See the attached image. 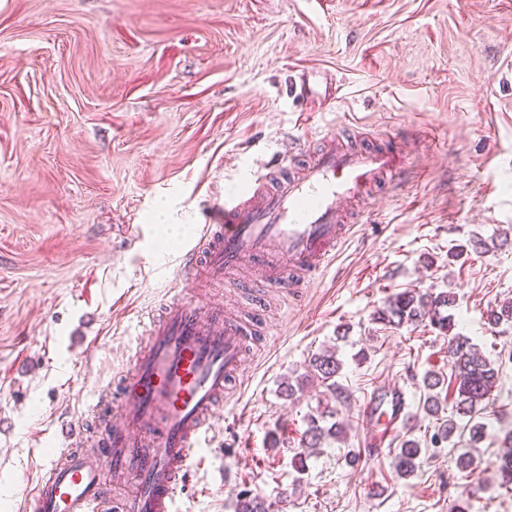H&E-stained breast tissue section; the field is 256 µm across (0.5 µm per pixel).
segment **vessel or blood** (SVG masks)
I'll return each instance as SVG.
<instances>
[{"instance_id": "vessel-or-blood-1", "label": "vessel or blood", "mask_w": 512, "mask_h": 512, "mask_svg": "<svg viewBox=\"0 0 512 512\" xmlns=\"http://www.w3.org/2000/svg\"><path fill=\"white\" fill-rule=\"evenodd\" d=\"M407 157L402 147L350 150L332 140L303 168L289 170L280 157L248 172L253 191L210 203L199 238L178 254L170 301L143 330L102 446L84 447L82 423H59L64 446L41 455L24 512H176L225 397L245 383L248 350L262 333L220 303L196 301V286L221 288L254 268L257 285L293 293L325 276L352 229L345 204L387 176L404 175ZM116 479L130 484L119 497Z\"/></svg>"}]
</instances>
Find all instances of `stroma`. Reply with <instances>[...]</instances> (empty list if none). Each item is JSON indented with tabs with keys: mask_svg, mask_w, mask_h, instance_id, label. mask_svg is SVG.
Instances as JSON below:
<instances>
[{
	"mask_svg": "<svg viewBox=\"0 0 512 512\" xmlns=\"http://www.w3.org/2000/svg\"><path fill=\"white\" fill-rule=\"evenodd\" d=\"M309 70L341 87L302 110L290 85ZM329 131L410 134L405 182L373 188L334 274L269 298L271 340L225 399L177 512H233L243 491L271 512H448L463 443L428 448L411 478L395 471L402 438L432 434L456 397L444 334L374 318L406 289L453 293L459 331L497 363L479 445L495 459L512 427V323L487 321L512 300V0H0V512H20L55 419L83 413L82 349L105 344L93 383L132 367L127 327L170 299L201 207L245 190L279 147L306 162ZM328 346L345 406L304 377ZM430 372L443 378L435 417ZM381 387L403 389L408 411L383 441L363 412ZM318 409L347 436L301 472Z\"/></svg>",
	"mask_w": 512,
	"mask_h": 512,
	"instance_id": "obj_1",
	"label": "stroma"
}]
</instances>
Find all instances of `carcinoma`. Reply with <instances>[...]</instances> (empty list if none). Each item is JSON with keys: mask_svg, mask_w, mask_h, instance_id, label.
I'll return each mask as SVG.
<instances>
[{"mask_svg": "<svg viewBox=\"0 0 512 512\" xmlns=\"http://www.w3.org/2000/svg\"><path fill=\"white\" fill-rule=\"evenodd\" d=\"M455 299L451 295L440 293L436 296L420 294L415 291H403L388 298L379 313L378 320L385 326L417 325L425 320L448 336V353L453 359L454 380L457 398L452 405L451 414L443 425L430 437V443L439 445L449 442L456 433L468 430V451L458 456V471L461 483L457 502L449 512H466L471 499L486 489L483 474L487 468L472 454L473 447L482 439L486 431V411L493 388L496 386L499 369L485 357L472 339L457 331V323L451 314L443 309L453 306ZM487 320L491 325L502 321H512V302L487 311ZM308 377L321 382L327 391L341 404L347 402V389L336 377L340 375L342 363L333 352L314 355L307 366ZM344 433V423L335 420L327 422L326 415L308 416V427L302 436L303 451L299 453L300 468L304 461L317 453V448L327 439H339ZM423 448L416 439H406L395 452V470L400 477H411L420 467ZM499 489L512 492V429L504 434L500 450L490 463ZM235 512H269L267 502L257 495L243 492L235 500Z\"/></svg>", "mask_w": 512, "mask_h": 512, "instance_id": "carcinoma-1", "label": "carcinoma"}]
</instances>
